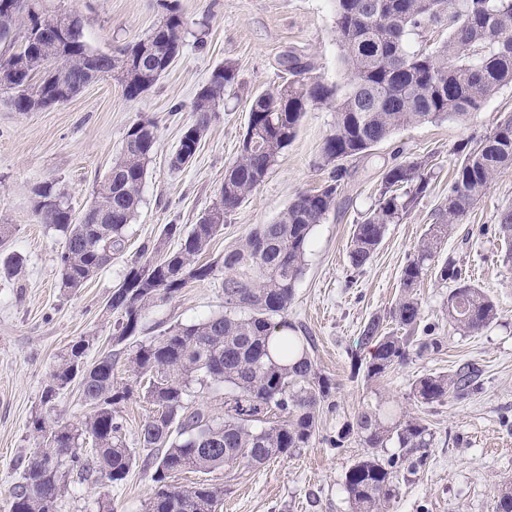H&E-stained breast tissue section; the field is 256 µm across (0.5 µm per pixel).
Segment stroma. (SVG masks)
I'll return each instance as SVG.
<instances>
[{"label": "stroma", "instance_id": "obj_1", "mask_svg": "<svg viewBox=\"0 0 512 512\" xmlns=\"http://www.w3.org/2000/svg\"><path fill=\"white\" fill-rule=\"evenodd\" d=\"M46 2L75 13L87 45L108 54L147 36L167 4H176L185 28L181 54L137 100H127L110 75L35 112L15 111L0 92V224L10 227L0 238V257L23 261L19 274L0 277V512H9L12 489L38 446L32 421L42 412L50 371L79 338L90 341L86 363L110 349L117 315L106 302L113 288L143 251L179 249V238L165 237V225L190 229L216 201L224 168L237 156L252 96L285 83V63L292 56L309 63L312 77L325 84L344 80L333 0ZM227 62L237 75L233 93L220 104L193 161L171 169L197 91L214 68ZM511 115L512 84L467 119L407 128L373 154L349 161L335 210L311 231L304 272L287 312L288 322L311 336L316 370L336 384L318 414L314 438L288 457L243 472H187L177 484L223 485L220 512H351L344 474L364 447L355 436L340 449L332 441L358 411L385 405L423 419L433 434L426 460L415 471L399 474V492L386 512H494L499 489L512 483V263L503 257L496 220L497 213L512 208V168L495 178L435 257L439 264L454 260L495 299L498 319L478 335L449 329L451 286L428 276L416 290L420 324L437 336L439 349L411 355L374 381L358 372L356 359L364 324L397 302L401 270L448 196L455 164L451 148ZM141 118L155 122L157 143L126 249L83 288L64 289L58 257L66 239L38 223L33 190L54 183L72 211L82 213L128 127ZM334 120L331 107L308 108L296 138L266 180L226 219L208 260L219 258L256 225L275 221L296 193L329 181L331 170L322 166L320 148ZM399 155L433 160L429 188L408 216L388 225L371 261L353 268L348 245L354 226L374 205L382 173ZM223 310L220 280L193 282L176 297L149 307L139 337L154 338L171 324H191ZM465 363L480 371L479 387L468 397L432 407L413 402L411 385L417 377L447 374ZM152 487L150 475L136 469L119 485L81 486L60 500L58 512H85L102 491L112 512H144Z\"/></svg>", "mask_w": 512, "mask_h": 512}]
</instances>
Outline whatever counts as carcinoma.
Here are the masks:
<instances>
[{
  "mask_svg": "<svg viewBox=\"0 0 512 512\" xmlns=\"http://www.w3.org/2000/svg\"><path fill=\"white\" fill-rule=\"evenodd\" d=\"M0 8V32L16 45L0 57V85L10 83L12 107L28 112L50 102H64L74 90L97 76L116 73L126 99L150 90L168 69L167 59L180 53L184 20L169 9L157 35L128 46L116 59L91 50L81 26L62 22L63 13L44 11L41 0H10ZM42 12L41 39L56 45L46 55L24 40L29 4ZM336 29L346 68L344 85L327 86L308 76L311 66L291 57L293 79L274 91L256 95L235 160L224 170V185L213 207L175 252L158 254L129 267L107 304L119 315L112 334L115 351L103 352L91 366L85 362L89 341L73 343L50 372L42 403L52 409L61 391L78 383L87 413L77 424H63L39 415L34 431L42 448L28 459L21 482L13 489L10 512H57L62 495L86 483H123L146 452L152 495L146 512H219L224 488L212 483L177 487L171 479L184 472L210 473L218 468H251L284 458L309 446L317 412L330 397L332 379L316 371L310 337L291 334L285 314L305 265L314 225L336 205L347 174L345 163L369 155L372 148L405 128L448 118L464 119L481 110L498 90L512 83V0H335ZM447 31L439 44L426 41L407 47L409 32L424 36ZM25 56L27 73L14 79L12 59ZM42 74L38 87L31 77ZM236 73L226 63L216 67L196 93L193 119L182 132L171 166L180 170L197 153L224 91ZM331 104L335 120L321 148L322 165L332 167L331 180L298 193L271 224H260L218 260L199 263L235 212L265 180L282 151L296 138L308 107ZM156 145L155 125L140 119L128 128L121 151L99 184L91 205L78 220L64 195L51 183L34 189L35 213L42 224L61 231L67 240L60 257L61 285L71 291L85 285L123 253L129 225L136 216L141 186ZM457 156L453 183L430 225L417 255L403 268L402 293L389 317L375 315L363 326L360 362L367 380L379 379L406 362L413 348L439 347L433 336L411 340L386 331L384 322L412 332L420 306L415 288L429 273L453 284L448 295V327L476 334L498 318V308L452 260L432 267L441 244L485 195L495 177L512 167V118L489 133L471 137L451 150ZM432 166L407 157L387 166L378 197L355 225L348 256L355 268L369 263L386 226L398 224L427 192ZM112 213V221L99 220ZM499 238L512 261V209L498 214ZM222 273L224 313L198 323L177 324L150 340H138L145 310L171 299L189 283ZM126 354L140 387L120 382L113 373L116 358ZM226 386L224 417L189 400L191 386ZM478 370L465 364L450 374H424L412 385V398L423 406L451 402L471 394ZM141 393L153 406L139 425L140 448L126 444L117 414L120 405ZM395 410L379 406L359 411L337 432L333 446L342 448L355 434L366 448L346 470L344 490L352 512H384L396 495L397 473L426 458L433 437L418 418L395 419ZM91 441L92 448L82 445ZM395 441L401 453L385 456Z\"/></svg>",
  "mask_w": 512,
  "mask_h": 512,
  "instance_id": "cac0c4a2",
  "label": "carcinoma"
}]
</instances>
